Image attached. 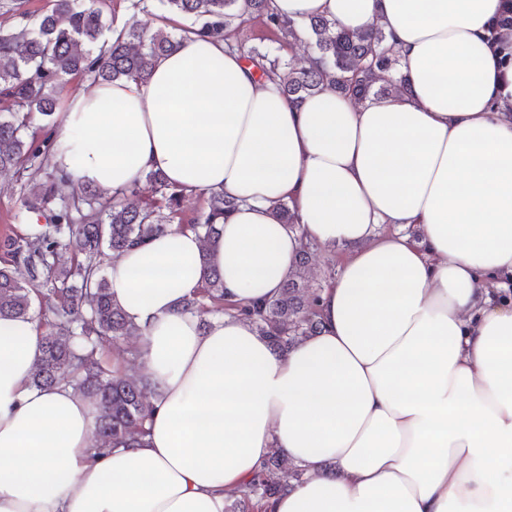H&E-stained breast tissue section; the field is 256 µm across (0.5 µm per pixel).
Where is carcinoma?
I'll list each match as a JSON object with an SVG mask.
<instances>
[{
	"instance_id": "carcinoma-1",
	"label": "carcinoma",
	"mask_w": 512,
	"mask_h": 512,
	"mask_svg": "<svg viewBox=\"0 0 512 512\" xmlns=\"http://www.w3.org/2000/svg\"><path fill=\"white\" fill-rule=\"evenodd\" d=\"M158 8L191 20L179 35L133 24L112 42L104 0H54L50 12L32 23L6 30L0 25V171L38 172L51 167L47 180L23 197L17 218L30 213L42 221L26 233L0 239V318L38 319L47 326L31 377L36 388L68 384L91 399L98 412L93 448L142 446L152 410L144 376L115 375L104 361L117 340L136 364L142 356L139 329L112 302L105 273L106 257L120 255L134 243L164 233L182 222L186 194L169 185L160 172L146 174L151 195L138 186L122 195L91 184L73 186L71 174L51 164L52 117L57 89L75 75L95 82L148 79L156 62L192 36L222 38L261 77L276 82L289 102L300 107L330 91L357 104L403 94L410 81L400 68L396 45L378 24L346 30L336 21L312 17L297 27L278 17L271 0H156ZM257 20L272 34L274 46H246L245 23ZM307 38L313 53L297 67L281 50ZM70 187L66 195L58 186ZM238 203L222 191L207 192L206 206L186 225L208 242ZM275 218L293 230L298 216L286 201L273 206ZM313 244L303 245L295 269L274 298L246 311L258 331L282 353L314 335L317 292L304 284ZM196 296L182 310L198 316L222 313L224 278L210 258ZM304 470L273 451L263 469L225 512H253V501L275 496L299 482Z\"/></svg>"
}]
</instances>
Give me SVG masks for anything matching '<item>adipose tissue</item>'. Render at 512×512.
<instances>
[{
	"label": "adipose tissue",
	"instance_id": "1",
	"mask_svg": "<svg viewBox=\"0 0 512 512\" xmlns=\"http://www.w3.org/2000/svg\"><path fill=\"white\" fill-rule=\"evenodd\" d=\"M272 3L381 23L409 93L298 108L205 38L68 95L52 162L74 183L160 171L238 206L214 243L173 227L108 269L158 391L144 446L92 455L96 408L31 386L38 323L0 319V512H224L276 449L304 478L257 512H512V38H490L512 0ZM306 240L343 262L281 354L237 309L276 296ZM208 251L235 309L203 329L181 303Z\"/></svg>",
	"mask_w": 512,
	"mask_h": 512
}]
</instances>
